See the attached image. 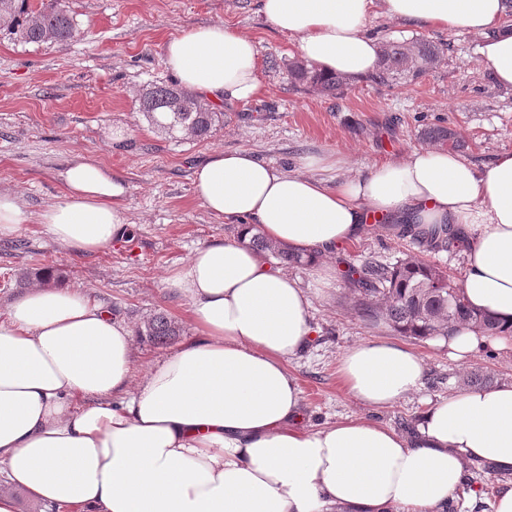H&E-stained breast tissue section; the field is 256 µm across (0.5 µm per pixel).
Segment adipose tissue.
I'll list each match as a JSON object with an SVG mask.
<instances>
[{
    "label": "adipose tissue",
    "instance_id": "ef3b65f1",
    "mask_svg": "<svg viewBox=\"0 0 512 512\" xmlns=\"http://www.w3.org/2000/svg\"><path fill=\"white\" fill-rule=\"evenodd\" d=\"M325 74L359 80L378 66L374 13L470 33L494 83L512 88V20L502 0H257ZM167 70L206 100L260 93L255 42L213 23L168 40ZM283 172L252 151H217L194 172L197 198L238 237L196 248L169 283L198 334L134 376L131 327L89 293L34 284L0 314V512L14 489L75 512H446L465 466L512 468V383L464 387L430 404L405 435L363 419L303 427L288 370L311 336L310 298L248 244L253 231L309 256L329 286L328 257L365 225L455 224L466 234L461 287L476 309L512 327V152L478 166L439 147L364 172L337 154ZM341 171L336 183L327 173ZM62 199L40 222L71 253L127 236L128 187L76 157ZM360 402L389 407L422 384V359L391 341L339 360Z\"/></svg>",
    "mask_w": 512,
    "mask_h": 512
}]
</instances>
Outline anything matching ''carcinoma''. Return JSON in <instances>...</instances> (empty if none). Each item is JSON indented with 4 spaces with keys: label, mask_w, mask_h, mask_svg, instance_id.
Here are the masks:
<instances>
[{
    "label": "carcinoma",
    "mask_w": 512,
    "mask_h": 512,
    "mask_svg": "<svg viewBox=\"0 0 512 512\" xmlns=\"http://www.w3.org/2000/svg\"><path fill=\"white\" fill-rule=\"evenodd\" d=\"M2 30L27 43L67 42L77 32L75 19L61 0H41L35 9L29 0H0ZM447 47L446 43L424 37L410 44L389 40L382 46L379 70L369 81L388 85L398 78L416 80L441 61ZM288 73L294 83L313 87L326 95L337 94L348 83L345 78L325 76L304 64L289 66ZM139 111L160 128L198 140L210 137L224 116L174 85H152L144 89L139 98ZM425 136L452 149L462 147L453 130L444 126L429 128ZM400 236L427 249L449 248L459 243L446 226L425 228L420 224H403ZM249 246L280 264L309 262L308 258L268 240L258 231L250 237ZM347 279L351 280L356 294V313L381 321L402 336L415 340L445 337L459 325H468L487 336L504 333L499 322L466 304L462 288L447 271L416 257L407 256L393 262L365 259L358 276L349 275ZM138 334L155 344H163L178 336L179 328L166 315L157 313L138 327ZM467 471L486 484L499 476L498 469L482 461L470 463Z\"/></svg>",
    "instance_id": "1"
}]
</instances>
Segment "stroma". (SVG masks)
Here are the masks:
<instances>
[{
  "mask_svg": "<svg viewBox=\"0 0 512 512\" xmlns=\"http://www.w3.org/2000/svg\"><path fill=\"white\" fill-rule=\"evenodd\" d=\"M69 6L78 29L69 42L34 44L0 34V192L18 195L28 216L14 237L15 250L4 251L0 238V312L22 295V272L50 269L62 274L64 284L90 291L131 326L162 312L178 324L180 340L195 336L188 305L168 279L195 248L238 232L236 225L212 217L193 190L194 168L215 149H248L284 170L303 154L337 152L349 158L352 169L364 170L422 147V129L441 124L457 133L465 144L462 157L475 164L512 152V90L488 79L479 41L465 32L427 30V37L450 49L412 84L360 79L343 95L327 97L291 86L295 40L262 17L256 0H69ZM215 22L255 41L261 91L248 103L222 104L224 122L207 139L168 135L142 115L140 94L147 85L170 82L163 56L172 36ZM115 126L127 130L122 141L107 138ZM77 154L108 166L127 183L123 206L136 231L133 238L82 256L54 244L39 221L63 197L60 173ZM406 253L447 268L455 280L463 278L459 248L413 245L387 222L367 225L359 239L337 248L329 259L332 287H321L310 266L288 267L311 298L315 330L308 351L288 363L302 392V426L359 418L397 430L416 423L427 401L462 388L471 373L485 374L497 386L512 382V342L460 362L438 341L403 339L356 314L344 277L348 266ZM377 340L403 341L425 366L421 390L385 409L348 394L337 373L344 352Z\"/></svg>",
  "mask_w": 512,
  "mask_h": 512,
  "instance_id": "1",
  "label": "stroma"
}]
</instances>
